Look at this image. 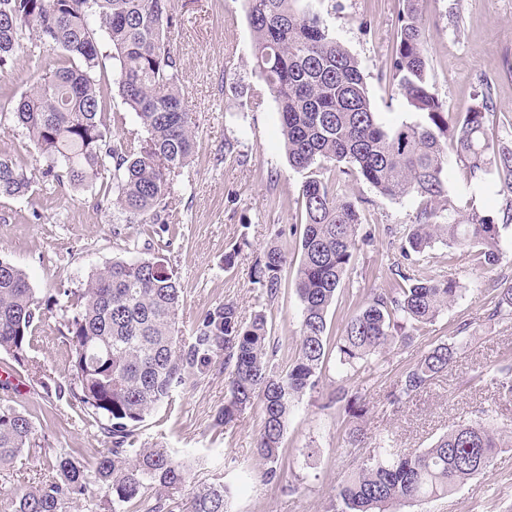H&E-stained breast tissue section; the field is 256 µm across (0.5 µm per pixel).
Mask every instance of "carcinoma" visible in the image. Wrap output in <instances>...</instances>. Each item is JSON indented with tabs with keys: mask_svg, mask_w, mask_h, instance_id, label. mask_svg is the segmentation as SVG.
<instances>
[{
	"mask_svg": "<svg viewBox=\"0 0 512 512\" xmlns=\"http://www.w3.org/2000/svg\"><path fill=\"white\" fill-rule=\"evenodd\" d=\"M294 2L244 0L253 34L251 74L278 103L290 165L309 171L301 188L305 224L296 292L302 320L294 357L278 368L273 360L279 347L265 315L245 323L230 302L202 313L190 340L183 339L182 289L173 270L154 258L112 261L80 287L59 291L71 379L56 387L105 421L112 446L92 462L78 448L54 452L52 475L25 488L0 485V512H72L91 484L104 490L97 504L101 512H169L171 494L185 486L187 470L162 445L136 447L135 432L151 413L172 407L176 389L221 355L232 374L219 419L229 424L261 402L256 448L266 465L264 481L284 473L288 418L300 397L317 389L332 352L337 368L357 381L344 412L354 423L348 445L361 447L368 360L433 323L462 288L452 277L414 274L396 263L392 274L404 285L372 293L341 334L329 337L328 309L349 278L354 252L369 239L361 234L358 203L336 183L318 178L323 163L344 164L383 197L422 199L414 222L403 229L404 254L423 255L440 242L478 247L486 264L499 262L500 230L512 224V150L488 136L489 98L450 120L432 93L421 0H401L389 81L423 120L391 129L376 122L354 56L318 14L297 10ZM178 24L167 0H0L1 72L23 56L60 52L12 107L0 105V118L9 113L26 131L48 183L76 188L112 169V189L104 190L99 203L116 193L114 205L127 224L168 223L175 178L195 151V121L183 104L180 60L165 42ZM106 46L118 64V93L145 128L141 141L111 136V91L96 77ZM454 165L474 183L497 177L509 197L500 218L473 213L437 222ZM33 183L27 162L0 153V200L30 197ZM287 264L288 249L281 244L269 246L256 261L254 283L268 298L277 296ZM43 316L25 273L0 258V352L25 364ZM488 318L512 319V281L490 302ZM464 331L458 328L403 371L393 399L416 394L448 372L466 348ZM493 381L500 400L511 404L512 368L499 369ZM0 389L2 473L31 449H49V443L37 434L32 415L9 396L8 386ZM505 448H512V431L483 418L456 425L419 451L406 452L383 437L339 485L334 512H390L404 503L445 499L488 472ZM231 497V487L222 481L202 484L187 497L186 512H229Z\"/></svg>",
	"mask_w": 512,
	"mask_h": 512,
	"instance_id": "1",
	"label": "carcinoma"
}]
</instances>
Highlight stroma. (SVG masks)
<instances>
[{
    "label": "stroma",
    "instance_id": "obj_1",
    "mask_svg": "<svg viewBox=\"0 0 512 512\" xmlns=\"http://www.w3.org/2000/svg\"><path fill=\"white\" fill-rule=\"evenodd\" d=\"M297 7L320 14L331 35L358 60L378 123L390 127L414 120L388 82L401 0H299ZM169 9L181 19L168 40L181 60L196 151L177 178V207L166 231L124 223L117 207L97 205L109 174L64 193L39 180L30 197L0 202V258L24 270L34 296L44 302L58 289L79 286L112 260L160 256L183 291V336L192 335L203 312L231 302L245 322L264 312L282 354H294L302 311L295 278L306 174L289 164L278 104L250 72L253 35L243 0H169ZM423 17L429 25L425 55L433 93L452 115L490 98L488 134L512 149V0H425ZM228 140L237 144L231 155L224 152ZM322 174L361 201V230L371 238L354 253L350 277L328 309L330 336L340 333L371 289L391 284L394 263L454 277L462 286L433 325L387 351L382 375L366 392L368 438L390 433L399 447L426 448L484 410L498 423L512 425V404L499 401L491 385L498 367L512 366V322L487 318L489 302L512 279V226L501 232V259L494 266L485 264L477 249L439 243L426 257L406 259L398 230L413 223L420 199L382 197L333 163L325 164ZM448 199L463 213L490 217L506 203L495 178L476 186L459 166L448 172ZM274 242L287 243L288 264L271 300L253 279L257 257ZM461 326L469 341L452 369L427 392L394 401L399 374ZM62 331L60 311L48 313L29 351L50 376L51 388L33 384L25 367L3 353L0 380L12 379L17 402L36 411L37 430L49 435L52 447L79 448L91 460L111 442L83 406L56 395L55 384L70 381ZM228 378L220 357L204 374L190 377L178 388L173 410H158L141 423L138 447L172 448L189 465L188 485L222 478L235 489L230 512H331L338 485L362 454L348 447L350 424L341 405L330 402L338 387L353 389V380L335 362H326L317 390L303 396L288 421L284 473L269 483L259 475L255 448L263 421L260 404L232 423L218 418ZM399 512H512V450L500 453L489 472L468 480L447 501L405 504Z\"/></svg>",
    "mask_w": 512,
    "mask_h": 512
}]
</instances>
